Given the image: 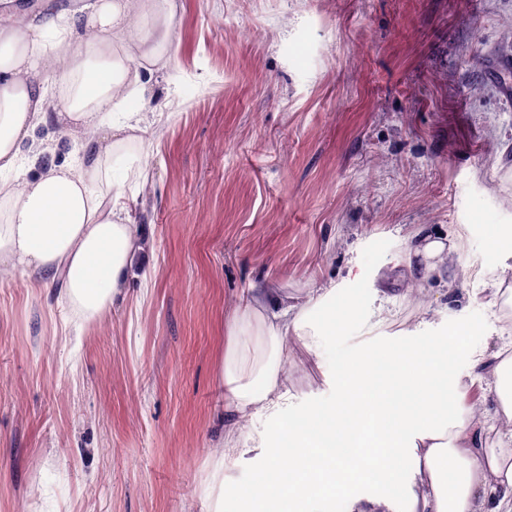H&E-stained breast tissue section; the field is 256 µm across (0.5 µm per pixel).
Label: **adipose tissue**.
<instances>
[{
  "mask_svg": "<svg viewBox=\"0 0 512 512\" xmlns=\"http://www.w3.org/2000/svg\"><path fill=\"white\" fill-rule=\"evenodd\" d=\"M173 18V0H86L66 14L0 5V268L60 284L86 323L111 302L137 249L113 175L146 105L126 96L139 81L130 57L153 64L168 53ZM53 84L63 104L57 112L48 99ZM48 122L79 144L80 155L24 178L27 142ZM273 302V290L250 292L228 326L224 430L236 435L253 415L265 417L266 427L215 460L213 512H224L228 497L239 512H309L345 502L370 482L386 494L360 499L356 512H389L401 497L407 512H512V448L489 446L486 416L461 405L457 372L464 357L471 373L492 374L495 418L511 426L512 356L504 348L473 351L464 326L414 342L372 343L337 365V399L295 407L279 387L284 337L317 352L311 315L320 331L333 332L358 314V304L332 288L310 289L304 309L274 313ZM247 461L253 483L229 481L227 466Z\"/></svg>",
  "mask_w": 512,
  "mask_h": 512,
  "instance_id": "adipose-tissue-1",
  "label": "adipose tissue"
}]
</instances>
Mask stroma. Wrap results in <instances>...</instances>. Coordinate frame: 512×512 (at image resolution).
<instances>
[{"label":"stroma","instance_id":"obj_1","mask_svg":"<svg viewBox=\"0 0 512 512\" xmlns=\"http://www.w3.org/2000/svg\"><path fill=\"white\" fill-rule=\"evenodd\" d=\"M174 51L142 71L151 143H127L140 250L94 324L58 287L0 277V512H209L227 448L225 322L246 291L336 286L359 316L311 356L294 404L337 396L339 359L460 325L512 342V0H174ZM458 235L412 280L417 228ZM383 304H373L375 293Z\"/></svg>","mask_w":512,"mask_h":512}]
</instances>
